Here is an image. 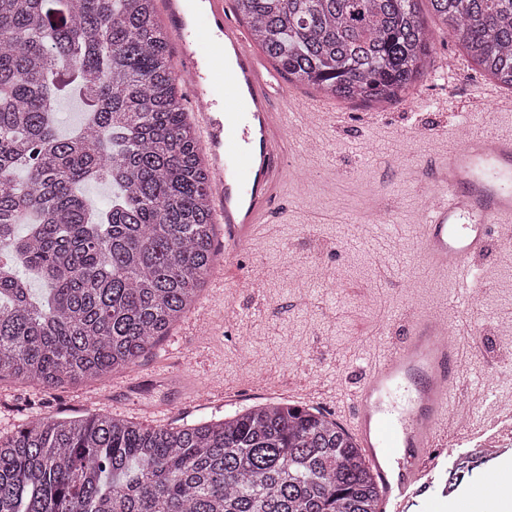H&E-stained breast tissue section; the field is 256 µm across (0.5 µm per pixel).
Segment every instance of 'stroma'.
<instances>
[{"label": "stroma", "instance_id": "obj_1", "mask_svg": "<svg viewBox=\"0 0 512 512\" xmlns=\"http://www.w3.org/2000/svg\"><path fill=\"white\" fill-rule=\"evenodd\" d=\"M420 8L432 36L426 76L395 102L326 100L336 120L317 152L302 146L306 127H292L273 230L237 256L217 253L198 299L138 366L53 390L0 378V438L39 417L110 414L179 427L273 401L338 420L339 392L353 388L385 338L404 335L406 317L446 313L456 280L426 264L418 228L426 190L415 169L445 157L466 126L512 131L501 106L512 90L475 66L428 0ZM380 199L388 212L372 216ZM478 272L481 289L464 317L481 346L469 351L462 382L487 391L512 378V344L499 339L512 331V240L492 237ZM469 466L448 496L419 499L411 512L512 508V495L488 503L477 493L495 473L512 472V439L502 438L496 456L470 455Z\"/></svg>", "mask_w": 512, "mask_h": 512}]
</instances>
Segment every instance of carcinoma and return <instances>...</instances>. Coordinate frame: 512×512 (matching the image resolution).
I'll return each mask as SVG.
<instances>
[{
    "label": "carcinoma",
    "mask_w": 512,
    "mask_h": 512,
    "mask_svg": "<svg viewBox=\"0 0 512 512\" xmlns=\"http://www.w3.org/2000/svg\"><path fill=\"white\" fill-rule=\"evenodd\" d=\"M155 2L0 0V378L53 389L132 368L213 272L209 160ZM418 2L235 0L289 82L365 102L426 75ZM429 2L512 89V0ZM76 84L82 125L62 136L58 93ZM94 181L113 188L97 213ZM381 493L336 421L281 402L175 428L42 418L0 440V512H379Z\"/></svg>",
    "instance_id": "1"
}]
</instances>
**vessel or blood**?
Instances as JSON below:
<instances>
[{
	"label": "vessel or blood",
	"mask_w": 512,
	"mask_h": 512,
	"mask_svg": "<svg viewBox=\"0 0 512 512\" xmlns=\"http://www.w3.org/2000/svg\"><path fill=\"white\" fill-rule=\"evenodd\" d=\"M162 6L182 50L178 71L208 135L214 221L224 227L225 254L233 255L268 221L285 179L289 126L325 110L294 100L275 72L260 71L243 27L227 18V0H210L192 22L180 0ZM423 180L432 189L420 224L429 266L478 288L475 260L488 248L490 229L512 225V132L469 135ZM442 325L437 316L414 320L404 340L373 355L349 392L347 423L376 468L389 512H409L417 498L434 493L443 448L512 420V407L469 410L457 388L463 350L456 339L440 338Z\"/></svg>",
	"instance_id": "obj_1"
}]
</instances>
